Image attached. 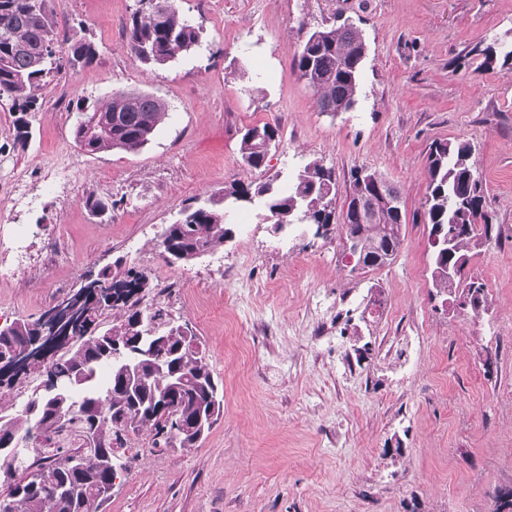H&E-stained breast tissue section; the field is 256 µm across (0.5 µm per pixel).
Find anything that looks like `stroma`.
I'll return each instance as SVG.
<instances>
[{"instance_id": "stroma-1", "label": "stroma", "mask_w": 512, "mask_h": 512, "mask_svg": "<svg viewBox=\"0 0 512 512\" xmlns=\"http://www.w3.org/2000/svg\"><path fill=\"white\" fill-rule=\"evenodd\" d=\"M198 47L148 69L124 26L137 0H58L61 32L98 46L42 92L26 143L0 103V322L36 319L83 278L115 264L144 271L146 298L189 323L224 387L223 412L196 447L133 435L129 468L100 512H489L512 487V74L477 72L476 44L512 40V0H178ZM350 19L368 54L357 103L319 111L292 70L300 27ZM161 98L168 115L141 152L76 145L77 101L115 90ZM271 122L266 171L240 163L245 128ZM469 140L490 240L469 275L480 317L451 311L431 286L423 222L425 159L439 139ZM319 160L346 193L353 170L401 191V249L353 270L337 232L276 234L250 215L185 265L160 254L181 209L242 180L288 176ZM112 198L111 217L85 207ZM493 356V370L484 359Z\"/></svg>"}]
</instances>
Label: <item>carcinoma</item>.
Wrapping results in <instances>:
<instances>
[{
  "mask_svg": "<svg viewBox=\"0 0 512 512\" xmlns=\"http://www.w3.org/2000/svg\"><path fill=\"white\" fill-rule=\"evenodd\" d=\"M53 0H0V100L9 102L14 113L15 139L30 136L28 116L40 110L46 78L57 76L65 64H90L97 56L94 41L85 37L60 39ZM201 40L200 27L192 24L176 0L163 13L153 16L135 9L126 24V48L148 67L165 65L190 53ZM53 43L60 50L55 67L39 63L37 49ZM367 45L361 32L351 26L322 25L303 36L292 63L293 71L317 96L320 111L346 112L357 102L360 73ZM469 54L480 59L475 71L500 67L512 72V44L478 43ZM82 122L73 134L79 145L95 154L108 151L138 153L153 139L167 116V106L141 90H118L99 104L79 102ZM112 119L102 130L91 125L96 114ZM279 139V128L268 122L245 129L239 153L250 171L265 166ZM426 192L424 223L429 236L439 228H459L453 237L449 260L457 272L439 267L440 248L431 254L432 287L446 301L470 300L468 311L478 317L489 310L488 293L475 287L466 273L470 252L490 239L492 224L483 210L484 188L478 176L472 144L463 138L434 141L425 160ZM337 185L335 171L311 161L288 177L280 174L245 184L235 181L224 187L221 200L190 204L182 217L164 227L161 251H176L182 262L224 245L231 213L257 207L269 224L290 227L314 224L323 228L336 223ZM84 204L96 216H110L117 202L88 197ZM403 210H382L375 221L344 224L346 234L363 236L366 254L387 246L392 252L402 244ZM95 287L77 299L81 327L77 339L51 363L50 372L59 384L48 397L40 386L32 389L20 412L0 410V495L3 512H98L109 499L118 474L127 470L120 450L130 435L143 430L153 433L157 448H193L198 440L191 430H173L170 422L201 423L209 432L223 402L204 345L189 328L180 325L165 308H144L145 316L159 327L154 336L138 320L139 305L152 285L146 274L135 269L97 272ZM105 314L116 315V323L94 328ZM39 320L13 321L0 332V352L41 335ZM96 427V446L84 454V468L75 471L69 458L83 447L89 426ZM24 442L11 452L10 442ZM56 476L52 486L42 483V473Z\"/></svg>",
  "mask_w": 512,
  "mask_h": 512,
  "instance_id": "obj_1",
  "label": "carcinoma"
}]
</instances>
